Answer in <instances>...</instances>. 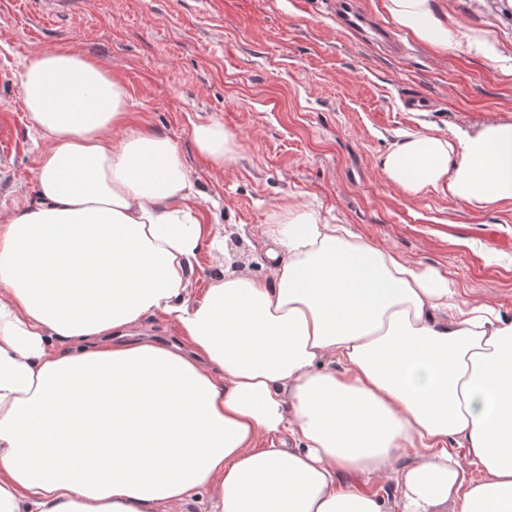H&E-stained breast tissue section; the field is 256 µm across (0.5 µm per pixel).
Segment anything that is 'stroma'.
Listing matches in <instances>:
<instances>
[{
	"instance_id": "1",
	"label": "stroma",
	"mask_w": 512,
	"mask_h": 512,
	"mask_svg": "<svg viewBox=\"0 0 512 512\" xmlns=\"http://www.w3.org/2000/svg\"><path fill=\"white\" fill-rule=\"evenodd\" d=\"M461 32L499 54H441L410 38L385 56L339 29L321 0H0V108L10 130L0 213L36 202L43 140L30 128L21 74L38 52L71 50L128 92L131 123L171 139L212 232L239 239V273L266 279L265 224L292 199L331 223L448 277L462 299L512 316V203L475 211L428 188L411 196L378 162L406 134L447 138L512 123V0H438ZM429 112L403 111L408 91ZM237 135L223 168L196 150L195 125Z\"/></svg>"
}]
</instances>
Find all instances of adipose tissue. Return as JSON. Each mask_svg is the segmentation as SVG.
<instances>
[{"mask_svg":"<svg viewBox=\"0 0 512 512\" xmlns=\"http://www.w3.org/2000/svg\"><path fill=\"white\" fill-rule=\"evenodd\" d=\"M437 2L384 8L437 52L493 56ZM21 94L46 146L37 203L0 221V512H384L354 479L416 446L403 512H512V318L288 201L265 227L270 279L192 295L219 241L177 145L130 126L124 85L73 51L34 55ZM192 136L217 168L239 148L217 122ZM379 168L412 196L510 202L512 124L413 134ZM148 315L177 340L128 339Z\"/></svg>","mask_w":512,"mask_h":512,"instance_id":"adipose-tissue-1","label":"adipose tissue"}]
</instances>
